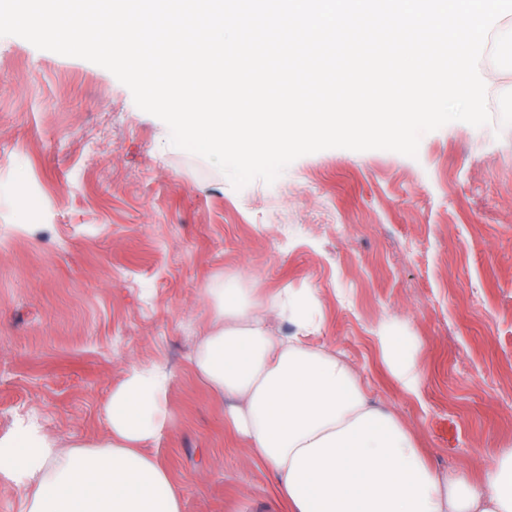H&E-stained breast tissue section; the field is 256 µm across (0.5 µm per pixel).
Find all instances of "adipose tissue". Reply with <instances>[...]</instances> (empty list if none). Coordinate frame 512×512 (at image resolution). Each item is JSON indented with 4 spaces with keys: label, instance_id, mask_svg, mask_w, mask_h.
Listing matches in <instances>:
<instances>
[{
    "label": "adipose tissue",
    "instance_id": "ef3b65f1",
    "mask_svg": "<svg viewBox=\"0 0 512 512\" xmlns=\"http://www.w3.org/2000/svg\"><path fill=\"white\" fill-rule=\"evenodd\" d=\"M205 295L214 316L193 370L232 400L226 425L272 473L288 512H512V449L478 484L434 471L354 369L309 343L318 326L313 296L286 289L264 299L234 279L214 281ZM274 315L294 319L297 335H275ZM382 348L395 379L418 392L406 345L386 336ZM170 381L162 366L130 365L109 397L98 445H67L19 424L0 438V481L24 490L23 512H182L171 476L149 452L168 427Z\"/></svg>",
    "mask_w": 512,
    "mask_h": 512
}]
</instances>
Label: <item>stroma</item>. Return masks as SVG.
<instances>
[{
  "mask_svg": "<svg viewBox=\"0 0 512 512\" xmlns=\"http://www.w3.org/2000/svg\"><path fill=\"white\" fill-rule=\"evenodd\" d=\"M483 78L488 125L425 133L413 158L322 150L237 189L107 69L0 36V436L23 420L99 444L126 367L160 363L152 454L183 512H285L193 372L225 277L314 295L312 344L356 366L436 471L481 474L512 448V47ZM384 335L405 338L418 394ZM384 359L395 379L407 391L417 393L420 386L419 374L410 358L406 345L389 336L382 338Z\"/></svg>",
  "mask_w": 512,
  "mask_h": 512,
  "instance_id": "1",
  "label": "stroma"
}]
</instances>
